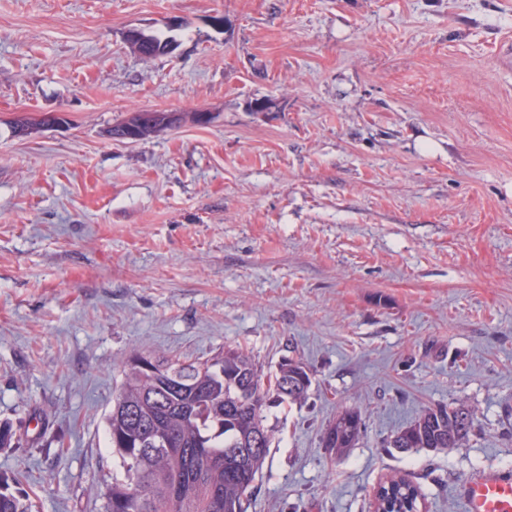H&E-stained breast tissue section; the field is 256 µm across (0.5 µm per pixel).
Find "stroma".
Returning a JSON list of instances; mask_svg holds the SVG:
<instances>
[{"label": "stroma", "mask_w": 512, "mask_h": 512, "mask_svg": "<svg viewBox=\"0 0 512 512\" xmlns=\"http://www.w3.org/2000/svg\"><path fill=\"white\" fill-rule=\"evenodd\" d=\"M236 346L312 372L265 411L248 512H372L394 474L463 512L460 480L512 469V0H0V473L35 512H103L130 357ZM450 404L475 415L462 447H387ZM169 113L171 112H136L128 119L112 125V127L107 131L108 136L114 141L129 143L131 141L124 139V130L127 125H135L139 131V138L135 142L149 139L158 132L171 130L177 127L173 126L172 123L169 122ZM140 120H143L142 124H139ZM364 421L358 408L345 409L327 426L322 435V446L340 458L353 448L363 433Z\"/></svg>", "instance_id": "1"}]
</instances>
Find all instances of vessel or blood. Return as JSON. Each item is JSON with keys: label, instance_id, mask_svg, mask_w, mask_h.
Listing matches in <instances>:
<instances>
[{"label": "vessel or blood", "instance_id": "obj_1", "mask_svg": "<svg viewBox=\"0 0 512 512\" xmlns=\"http://www.w3.org/2000/svg\"><path fill=\"white\" fill-rule=\"evenodd\" d=\"M455 493L464 512H512V472L486 470L459 482Z\"/></svg>", "mask_w": 512, "mask_h": 512}]
</instances>
